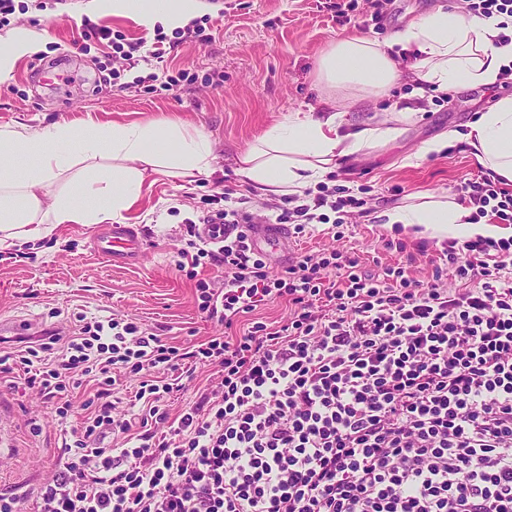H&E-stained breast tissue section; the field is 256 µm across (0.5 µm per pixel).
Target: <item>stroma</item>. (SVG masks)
<instances>
[{
	"label": "stroma",
	"instance_id": "obj_1",
	"mask_svg": "<svg viewBox=\"0 0 512 512\" xmlns=\"http://www.w3.org/2000/svg\"><path fill=\"white\" fill-rule=\"evenodd\" d=\"M84 2L72 0L12 19V28L36 32L43 47L19 59L9 76L0 78V125L37 128L53 122L88 126L174 119L213 140L218 171L191 183L171 175L152 176L124 218L147 245L141 265L115 268L97 255L93 239L100 227L96 224H67L42 241L0 250V317L25 322L35 333L50 325L53 309L65 315L84 310L103 317H132L178 347L224 332L223 325L200 314L193 283L177 267L175 246L186 232V219L197 218L206 195L228 186L250 198L255 218L267 212V199L242 184L235 173L239 153L287 113L323 105L316 71L320 57L336 40L361 36L386 42L436 7L461 8L459 0H391L377 25L369 16L367 0H361L343 23L337 22L329 0H221L217 5L210 0L204 8L210 16V42H183L162 59L125 71L118 84L101 73L112 63L107 48L94 45L82 53L72 45L91 21L81 10ZM172 68L191 69L197 79L175 94L150 93L133 84L134 78ZM216 71L224 76L218 87L210 83ZM510 92L512 84L497 83L451 91L439 102L427 100L395 142L341 162L336 169L338 184L371 186L373 216L345 225L339 240L333 239L327 225H310L303 238L291 241V252L314 254L334 246L367 263L393 265L403 262L406 253H415L423 241L427 253L417 255L411 271L420 280L432 281L441 243L423 239L413 227L386 226L378 215L418 196L459 199L463 183L484 172L472 147L452 141L446 150L422 160L412 161L411 156L423 143L446 132L466 131L478 112ZM396 187L401 190L397 196L392 193ZM386 239L402 240L405 252L383 250ZM166 377L179 386L168 402L174 417L198 390L213 383L216 369L198 367L190 381L177 372H167ZM0 404L9 410L0 420V436L10 445L0 456V491L15 495L17 512H37L38 487L67 459L63 425L54 407L25 391L20 379L0 377ZM31 419L39 432H30Z\"/></svg>",
	"mask_w": 512,
	"mask_h": 512
}]
</instances>
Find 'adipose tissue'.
Here are the masks:
<instances>
[{
  "mask_svg": "<svg viewBox=\"0 0 512 512\" xmlns=\"http://www.w3.org/2000/svg\"><path fill=\"white\" fill-rule=\"evenodd\" d=\"M89 15L136 13L148 28L174 30L198 16L201 0H86ZM498 21L437 7L397 32L392 42L411 49L418 81L437 92L496 83L512 63V42L499 43ZM399 79L387 44L364 37L340 39L321 57L316 80L327 95L389 97ZM411 107L358 126L335 103L320 111L291 112L239 156L236 173L260 196L300 194L331 174L345 158L398 139ZM465 140L478 161L512 182V95L496 100L468 126ZM32 155L17 170L5 157ZM208 136L178 121L112 122L87 127L56 122L38 129L0 127V250L50 236L63 224H101L130 211L147 173L212 176ZM56 194H49V187ZM459 202L432 200L383 211L386 225H418L438 239L489 235Z\"/></svg>",
  "mask_w": 512,
  "mask_h": 512,
  "instance_id": "obj_1",
  "label": "adipose tissue"
}]
</instances>
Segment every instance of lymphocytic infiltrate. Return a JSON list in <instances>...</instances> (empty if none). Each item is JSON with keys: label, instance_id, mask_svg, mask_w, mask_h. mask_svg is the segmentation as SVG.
<instances>
[{"label": "lymphocytic infiltrate", "instance_id": "obj_1", "mask_svg": "<svg viewBox=\"0 0 512 512\" xmlns=\"http://www.w3.org/2000/svg\"><path fill=\"white\" fill-rule=\"evenodd\" d=\"M461 191L472 223L512 224L501 178ZM369 201L366 187L340 195L322 182L265 221L299 238L367 217ZM211 202L204 218L224 222L223 244L190 219L178 250L199 312L230 330L281 299L287 320L180 348L134 319L77 312L0 347V374L24 372L59 418L80 417L37 512H512V284L501 279L512 237L445 242L448 269L432 284L336 248L298 253L273 277L238 230L252 214L227 191ZM445 276L459 289L440 288ZM201 364L217 366V385L170 417L161 371L190 377ZM124 376L138 381L129 416L114 400Z\"/></svg>", "mask_w": 512, "mask_h": 512}]
</instances>
